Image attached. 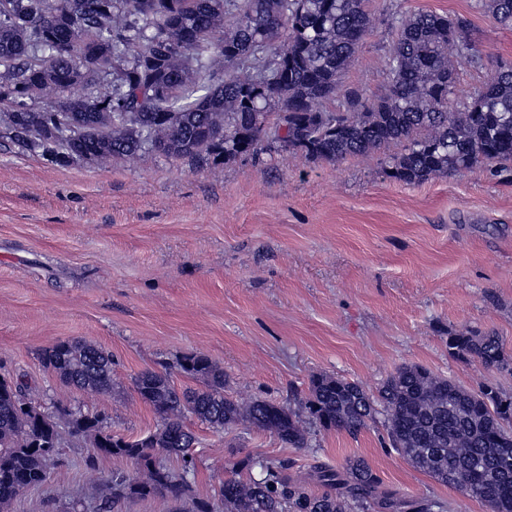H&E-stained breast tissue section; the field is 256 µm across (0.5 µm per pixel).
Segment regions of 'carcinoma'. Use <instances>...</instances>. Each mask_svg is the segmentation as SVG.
I'll list each match as a JSON object with an SVG mask.
<instances>
[{"instance_id":"obj_1","label":"carcinoma","mask_w":512,"mask_h":512,"mask_svg":"<svg viewBox=\"0 0 512 512\" xmlns=\"http://www.w3.org/2000/svg\"><path fill=\"white\" fill-rule=\"evenodd\" d=\"M497 25L512 28V0H478ZM363 0H0V112L4 137L52 165L106 164L155 153L172 161L228 163L264 144L331 162L404 149L383 160L390 176L422 183L483 163L512 161V64L467 100L452 98L454 61L479 62L469 21L434 13L396 14L385 62L386 94L370 102L346 94L340 77L370 28ZM53 87L58 100L36 105ZM79 86L82 94L70 90ZM449 353L512 375L499 337L469 330L448 337ZM44 367L87 393L112 391V355L79 341L41 353ZM177 371L198 387L176 388L168 373L134 378L159 418L154 434L126 441L102 420L57 407L46 414L29 388L0 378V506L46 485L57 462L59 416L87 437V460L122 456L142 465L108 479L104 504L140 496L183 501L194 470L192 413L217 430L248 425L294 447L307 445L308 421L355 435L383 417L390 447L412 467L488 505L512 512V395L482 383L463 388L410 365L369 394L331 375L312 379L305 413L261 398L224 395V369L207 355L182 356ZM176 456L177 473L165 464ZM224 512H435L427 498L399 500L371 467L350 459L316 465L314 493L288 477V463L249 455L228 463ZM247 473L246 479L238 475Z\"/></svg>"}]
</instances>
